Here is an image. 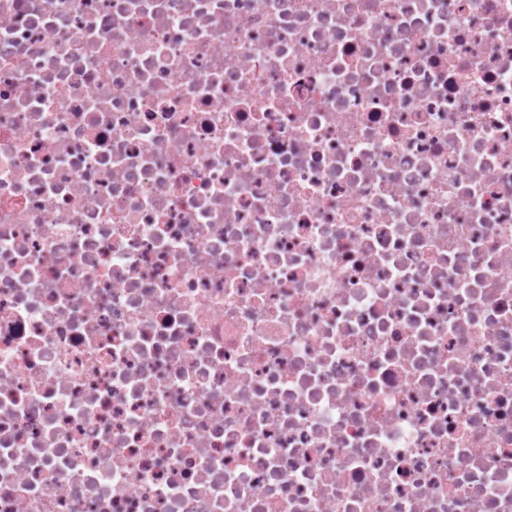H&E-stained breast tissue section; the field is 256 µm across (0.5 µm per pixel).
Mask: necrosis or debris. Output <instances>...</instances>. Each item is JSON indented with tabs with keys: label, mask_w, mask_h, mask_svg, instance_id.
<instances>
[{
	"label": "necrosis or debris",
	"mask_w": 512,
	"mask_h": 512,
	"mask_svg": "<svg viewBox=\"0 0 512 512\" xmlns=\"http://www.w3.org/2000/svg\"><path fill=\"white\" fill-rule=\"evenodd\" d=\"M0 512H512V0H0Z\"/></svg>",
	"instance_id": "1"
}]
</instances>
